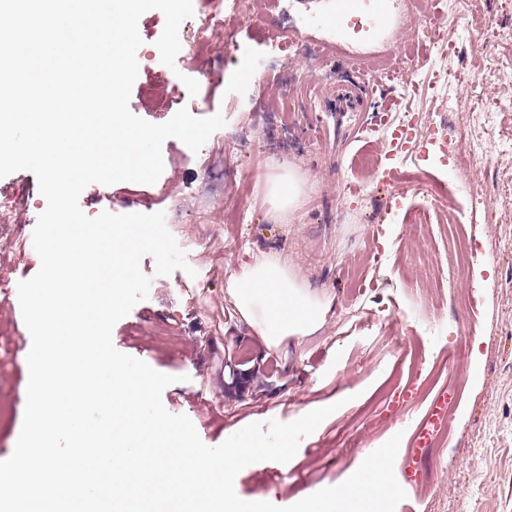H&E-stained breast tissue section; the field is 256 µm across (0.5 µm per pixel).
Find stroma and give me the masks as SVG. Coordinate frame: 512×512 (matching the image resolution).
Returning <instances> with one entry per match:
<instances>
[{"label":"stroma","instance_id":"1","mask_svg":"<svg viewBox=\"0 0 512 512\" xmlns=\"http://www.w3.org/2000/svg\"><path fill=\"white\" fill-rule=\"evenodd\" d=\"M194 13L179 31L175 67L161 61V11L138 21L143 40L131 112L164 123L172 111L149 102L151 89L199 83L184 105L197 117L222 113L224 127L199 152L176 138L162 145L164 170L152 184H91L79 204L88 217L107 211L164 212L186 254L190 271L156 273L153 257L146 299L112 330L114 347L156 371L176 376L162 401L186 415L201 440L217 446L243 427L302 412L334 411L305 437L286 463L260 461L243 468L234 484L244 500L262 496L280 507L323 486L344 482L393 436L401 443L394 463L406 493L396 512H512V200L492 193L512 180V46L490 59L485 46L512 30V13L499 0H387L374 23L340 16L337 0H193ZM224 18L223 33L193 41L194 20ZM452 20L470 45L466 65L477 91L451 89L457 114L446 102L422 99L378 85L365 111L328 112L303 91L357 79L359 61H383L408 81L428 80L455 67L426 39L429 26ZM324 46L317 67L283 47L285 37ZM417 114L413 153L392 150L381 134L386 112ZM476 115L477 154L459 165L446 159L461 113ZM376 173L361 175L366 159ZM295 170L305 175L296 211L274 218L270 180ZM487 192L492 221L473 218L469 188ZM0 460L20 434L28 366L25 324L16 287L34 276L40 259L29 241L46 208L37 179L0 178ZM429 207L428 223L413 221ZM460 224L474 244L466 276L447 271L439 286L425 277L428 264L448 252L449 223ZM381 255V266L369 259ZM265 256L290 267L313 298L329 304L314 334L266 347L227 293L228 277ZM476 303L461 310L458 297ZM468 324L465 385L453 433L438 456L413 457L415 433L456 367L452 354L459 324Z\"/></svg>","mask_w":512,"mask_h":512}]
</instances>
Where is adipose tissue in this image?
Listing matches in <instances>:
<instances>
[{"mask_svg":"<svg viewBox=\"0 0 512 512\" xmlns=\"http://www.w3.org/2000/svg\"><path fill=\"white\" fill-rule=\"evenodd\" d=\"M227 291L241 314L266 346L288 336H306L319 329L329 313L297 283L290 270L263 257L233 273Z\"/></svg>","mask_w":512,"mask_h":512,"instance_id":"1","label":"adipose tissue"}]
</instances>
